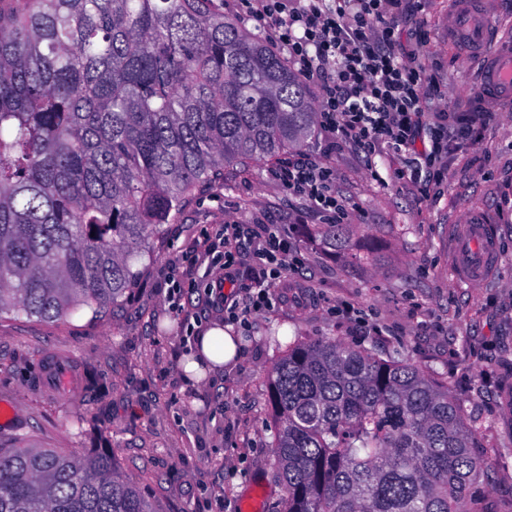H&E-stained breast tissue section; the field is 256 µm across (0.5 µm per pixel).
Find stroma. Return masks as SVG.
I'll return each instance as SVG.
<instances>
[{
    "instance_id": "stroma-1",
    "label": "stroma",
    "mask_w": 512,
    "mask_h": 512,
    "mask_svg": "<svg viewBox=\"0 0 512 512\" xmlns=\"http://www.w3.org/2000/svg\"><path fill=\"white\" fill-rule=\"evenodd\" d=\"M452 2L406 0L402 18L424 34L416 52L449 111L485 115L476 142L452 147L440 185L397 177L388 150L367 162L320 131L300 149L332 168L352 243L376 244L368 259L352 266L323 247L321 214L275 178L278 161L225 167L223 182L148 239L133 287L106 315L0 316V447L108 451L157 512H240L256 495L273 512L284 488L270 464L267 376L294 340L334 338L397 354L447 385L481 429L485 470L470 498L482 512H512V108L480 98L477 61L448 40ZM473 212L492 222L498 268L470 285L457 276L456 244ZM228 221L253 235L277 225L294 250L270 303L234 321L211 283L231 275L243 304L262 271L250 238L225 260L215 230ZM215 322L230 325L239 358L189 381L183 363ZM52 353L65 360L59 383L43 378Z\"/></svg>"
}]
</instances>
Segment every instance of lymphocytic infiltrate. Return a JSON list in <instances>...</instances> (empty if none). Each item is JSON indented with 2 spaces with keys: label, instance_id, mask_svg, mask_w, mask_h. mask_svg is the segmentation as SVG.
I'll return each instance as SVG.
<instances>
[{
  "label": "lymphocytic infiltrate",
  "instance_id": "obj_1",
  "mask_svg": "<svg viewBox=\"0 0 512 512\" xmlns=\"http://www.w3.org/2000/svg\"><path fill=\"white\" fill-rule=\"evenodd\" d=\"M252 15L267 40L315 89L319 126L365 157L387 146L401 165L398 176L439 177L452 146L473 141L475 112L440 108L426 116V76L402 39L404 0H258ZM276 178L295 195L341 221L330 171L307 158L282 164ZM288 239L268 229L256 251L267 279L252 296L253 309L268 303L270 287L288 269Z\"/></svg>",
  "mask_w": 512,
  "mask_h": 512
}]
</instances>
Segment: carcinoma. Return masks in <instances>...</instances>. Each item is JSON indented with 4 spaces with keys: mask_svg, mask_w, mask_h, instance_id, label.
I'll return each instance as SVG.
<instances>
[{
    "mask_svg": "<svg viewBox=\"0 0 512 512\" xmlns=\"http://www.w3.org/2000/svg\"><path fill=\"white\" fill-rule=\"evenodd\" d=\"M317 123L284 58L224 0H0V315L98 316L130 260L224 165ZM323 246L361 254L346 224ZM277 512H481L477 429L412 363L334 338L274 365ZM0 512H156L105 451L0 448Z\"/></svg>",
    "mask_w": 512,
    "mask_h": 512,
    "instance_id": "obj_1",
    "label": "carcinoma"
}]
</instances>
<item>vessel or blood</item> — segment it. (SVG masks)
Masks as SVG:
<instances>
[{"instance_id": "1", "label": "vessel or blood", "mask_w": 512, "mask_h": 512, "mask_svg": "<svg viewBox=\"0 0 512 512\" xmlns=\"http://www.w3.org/2000/svg\"><path fill=\"white\" fill-rule=\"evenodd\" d=\"M451 26L455 41L471 53L483 56L479 90L484 99L512 104V34L495 29L488 17L471 0H458ZM459 240L464 248L458 266L463 274L479 280L492 273L498 263L496 240L487 221L469 214Z\"/></svg>"}]
</instances>
